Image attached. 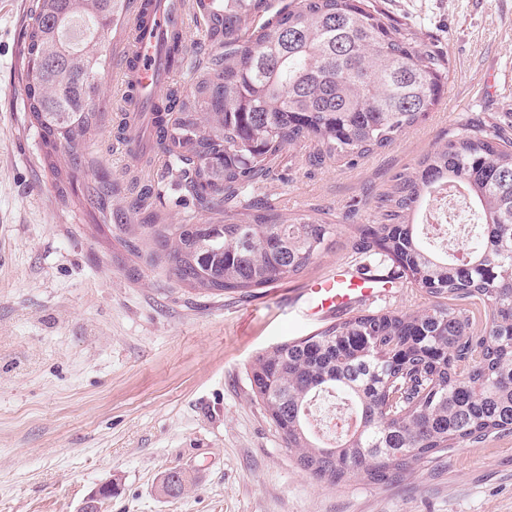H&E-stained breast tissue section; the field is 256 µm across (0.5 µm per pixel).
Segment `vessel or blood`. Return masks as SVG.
<instances>
[{
    "label": "vessel or blood",
    "mask_w": 512,
    "mask_h": 512,
    "mask_svg": "<svg viewBox=\"0 0 512 512\" xmlns=\"http://www.w3.org/2000/svg\"><path fill=\"white\" fill-rule=\"evenodd\" d=\"M188 17L189 0H152L147 23L132 19L130 39L116 50L115 58L121 76L136 72L140 99L158 93L177 78L178 72L170 67L163 43L171 30L186 28ZM390 295L383 276L375 270L341 264L335 271L309 281L290 305L309 320L322 322L334 313L354 311L364 303Z\"/></svg>",
    "instance_id": "1"
}]
</instances>
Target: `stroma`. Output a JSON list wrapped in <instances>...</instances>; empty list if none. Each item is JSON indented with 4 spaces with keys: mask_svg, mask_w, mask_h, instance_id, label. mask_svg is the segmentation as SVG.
Returning a JSON list of instances; mask_svg holds the SVG:
<instances>
[{
    "mask_svg": "<svg viewBox=\"0 0 512 512\" xmlns=\"http://www.w3.org/2000/svg\"><path fill=\"white\" fill-rule=\"evenodd\" d=\"M378 4L445 52L443 101L353 167L307 166L287 148L257 190L281 212L342 224L462 124L512 136V0ZM31 6L0 0V512H83L106 484L105 512H512V434L449 449L392 484L332 486L297 467L248 380L258 354L317 329L287 298L341 262L396 280L381 308L413 312L429 297L343 236L300 276L249 298L168 280L82 202L94 180L119 183L140 165L108 151L112 122L68 197L44 171L21 101ZM173 469L188 484L172 500L162 482Z\"/></svg>",
    "mask_w": 512,
    "mask_h": 512,
    "instance_id": "stroma-1",
    "label": "stroma"
}]
</instances>
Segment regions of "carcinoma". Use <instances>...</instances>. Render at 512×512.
<instances>
[{"mask_svg":"<svg viewBox=\"0 0 512 512\" xmlns=\"http://www.w3.org/2000/svg\"><path fill=\"white\" fill-rule=\"evenodd\" d=\"M131 0H35L22 31L23 111L41 162L61 189L85 167L103 123L105 39L128 23ZM208 53L185 64L186 33L168 37V61L189 84L156 96L152 144L165 177L188 201L180 224H143L149 263L173 282L243 298L303 273L341 225L293 218L251 194L282 151L302 143L308 162L355 165L434 110L448 86L442 52L419 41L374 0H190ZM262 23L254 30L246 22ZM116 117V137L135 119ZM352 248L400 269L448 304L414 312L358 311L278 344L250 368L260 402L300 469L335 486L363 476L400 481L450 448L512 432V141L496 127L465 128L392 176ZM443 184L464 190L477 231L453 249L424 226ZM163 181L132 180L142 209ZM112 220V186L94 183ZM484 313L480 322L476 313ZM355 416L324 440L310 419L319 397Z\"/></svg>","mask_w":512,"mask_h":512,"instance_id":"obj_1","label":"carcinoma"}]
</instances>
